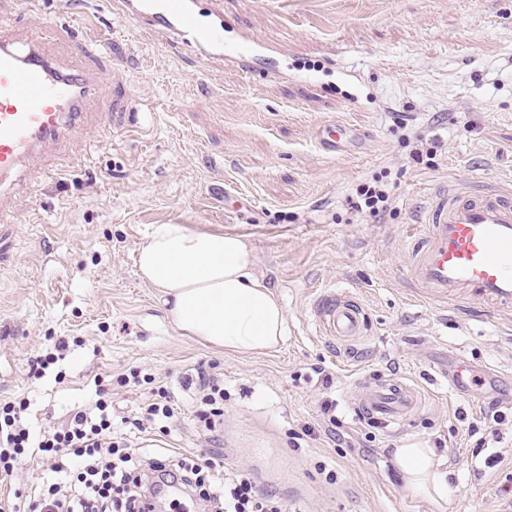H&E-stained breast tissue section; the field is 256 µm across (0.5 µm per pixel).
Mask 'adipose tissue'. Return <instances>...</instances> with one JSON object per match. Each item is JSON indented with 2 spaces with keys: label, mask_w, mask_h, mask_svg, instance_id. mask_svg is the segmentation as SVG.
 <instances>
[{
  "label": "adipose tissue",
  "mask_w": 512,
  "mask_h": 512,
  "mask_svg": "<svg viewBox=\"0 0 512 512\" xmlns=\"http://www.w3.org/2000/svg\"><path fill=\"white\" fill-rule=\"evenodd\" d=\"M138 276L168 308L179 335L241 356L264 354L282 343L286 311L255 272L256 257L242 237L156 224L137 248ZM406 490L449 501L444 457L434 449L403 444L393 450Z\"/></svg>",
  "instance_id": "ef3b65f1"
}]
</instances>
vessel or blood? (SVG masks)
I'll return each instance as SVG.
<instances>
[{
    "label": "vessel or blood",
    "mask_w": 512,
    "mask_h": 512,
    "mask_svg": "<svg viewBox=\"0 0 512 512\" xmlns=\"http://www.w3.org/2000/svg\"><path fill=\"white\" fill-rule=\"evenodd\" d=\"M122 17L145 22L200 56L228 58L243 74L261 71L272 50L249 34L231 32L223 0H210L200 14L197 0H115ZM42 30L19 38L0 28V186L21 180L24 161L42 146L59 142L69 130L85 126L84 102L90 96L112 100V127L135 125L138 96L123 78V65L111 71L95 60L98 47L75 43L74 64L55 61L42 47ZM356 132L343 124L326 125L321 147L333 153L354 141ZM421 248L407 269L408 281L437 297L462 300L502 311L512 308V191L481 186L436 190L419 218ZM310 316L316 332L345 354L368 330V314L349 293L328 288L318 293ZM480 371L465 360L451 371L453 385L478 392ZM426 405L414 384L394 378L376 380L355 405L358 417L388 426L402 425Z\"/></svg>",
    "instance_id": "obj_1"
}]
</instances>
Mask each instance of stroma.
<instances>
[{
  "label": "stroma",
  "instance_id": "35a3bbf8",
  "mask_svg": "<svg viewBox=\"0 0 512 512\" xmlns=\"http://www.w3.org/2000/svg\"><path fill=\"white\" fill-rule=\"evenodd\" d=\"M224 12L275 50L278 76L247 78L201 58L114 14L109 0H0V24L18 35L52 21L103 43L102 65L121 60L141 98L136 128L72 132L29 167L35 195L0 198L10 210L0 224L9 246L0 259V400L28 397L25 418L40 429L91 405L96 374L148 368L173 385L183 369L214 362L224 375L220 431H198L182 391L172 433L154 452L223 458L287 512H506L512 313L413 294L403 278L416 245L409 226L435 186H512V0H224ZM303 68L319 84L298 78ZM397 112L408 126L394 123ZM333 122L358 129L361 149L325 152L316 131ZM420 141L434 143V165L412 159ZM376 176L391 190L389 209L354 212L351 199ZM153 224L243 237L287 313L277 352L240 356L178 335L137 274L136 250ZM328 285L368 311L360 363L341 362L314 334L308 305ZM54 337L71 340L65 359L31 376ZM457 358L494 374L493 389L457 392L448 381ZM315 367L332 374L331 390L311 379ZM382 375L430 395L403 429L364 426L352 412L354 380ZM327 396L340 445L324 432ZM493 400L507 418L489 444L502 461L490 467L473 457L468 427ZM308 425L314 437L295 442ZM438 441L456 488L442 506L405 491L392 455ZM321 462L334 466L335 482Z\"/></svg>",
  "mask_w": 512,
  "mask_h": 512
}]
</instances>
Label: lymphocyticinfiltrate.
Returning a JSON list of instances; mask_svg holds the SVG:
<instances>
[{
    "label": "lymphocytic infiltrate",
    "mask_w": 512,
    "mask_h": 512,
    "mask_svg": "<svg viewBox=\"0 0 512 512\" xmlns=\"http://www.w3.org/2000/svg\"><path fill=\"white\" fill-rule=\"evenodd\" d=\"M93 383L94 405L72 410L57 427L32 429L24 419L26 398L0 401V486L15 483L23 461L37 459L46 467L42 482L27 494L0 495V512H154L151 496L139 490L148 471L156 473L160 486L191 487L218 512H285L281 499L259 494L247 473L225 469L222 460L136 448L134 436L167 434L177 418L175 393L163 380L134 369L115 377L95 375ZM131 384L147 392L124 437L112 418L111 389ZM179 384L195 397L197 428L215 432L224 418V381L215 366L185 369Z\"/></svg>",
    "instance_id": "obj_1"
}]
</instances>
